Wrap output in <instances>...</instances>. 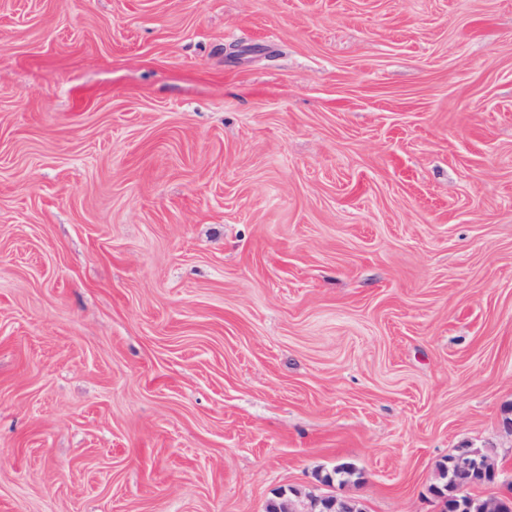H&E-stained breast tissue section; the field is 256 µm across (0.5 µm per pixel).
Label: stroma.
Segmentation results:
<instances>
[{"instance_id": "stroma-1", "label": "stroma", "mask_w": 512, "mask_h": 512, "mask_svg": "<svg viewBox=\"0 0 512 512\" xmlns=\"http://www.w3.org/2000/svg\"><path fill=\"white\" fill-rule=\"evenodd\" d=\"M512 477V0H0V512ZM449 462L454 471L477 472L488 482L485 485L494 486L501 482L503 471L487 448H461L457 454L449 457Z\"/></svg>"}]
</instances>
